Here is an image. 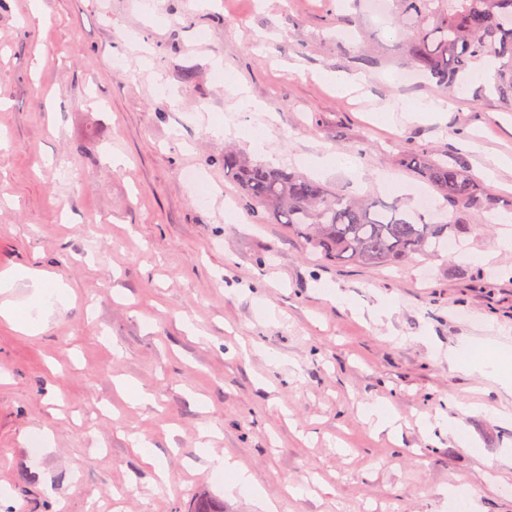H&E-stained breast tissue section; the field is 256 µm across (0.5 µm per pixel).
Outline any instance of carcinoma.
Instances as JSON below:
<instances>
[{"instance_id": "1", "label": "carcinoma", "mask_w": 512, "mask_h": 512, "mask_svg": "<svg viewBox=\"0 0 512 512\" xmlns=\"http://www.w3.org/2000/svg\"><path fill=\"white\" fill-rule=\"evenodd\" d=\"M393 2L394 24L413 32L405 43L406 58L436 80L441 92L456 95L474 66L487 62L492 79L473 92V101L489 92L512 110V0ZM401 163L442 195L453 220L413 218L375 197H349L296 171L224 150V176L252 213L288 225L323 262L336 266H392L414 255H432L466 230L471 210L492 215L499 206L463 161L408 150Z\"/></svg>"}]
</instances>
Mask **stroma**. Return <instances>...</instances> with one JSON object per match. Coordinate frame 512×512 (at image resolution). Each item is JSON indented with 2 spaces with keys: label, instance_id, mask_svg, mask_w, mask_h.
Wrapping results in <instances>:
<instances>
[{
  "label": "stroma",
  "instance_id": "1",
  "mask_svg": "<svg viewBox=\"0 0 512 512\" xmlns=\"http://www.w3.org/2000/svg\"><path fill=\"white\" fill-rule=\"evenodd\" d=\"M8 3L0 272L47 271L69 299L35 336L0 320V512H190L202 490L260 512L200 456L208 427L278 512H448L460 485L467 512H512V468L496 463L512 454V391L470 366L512 339V250L497 245L512 224L474 210L430 259L329 266L287 225L228 207L218 163L258 134L261 162L390 205L420 190L438 209L400 155L493 167L512 156L506 105L467 93L439 121H407L402 102L440 92L394 80L410 32L367 0H43L39 17ZM216 60L250 105L216 82ZM360 73L349 95L331 81ZM332 153L357 156L362 179L314 172ZM120 380L154 404L124 399ZM366 403L394 430L374 431ZM461 403L478 408L462 430L424 435L423 415Z\"/></svg>",
  "mask_w": 512,
  "mask_h": 512
}]
</instances>
